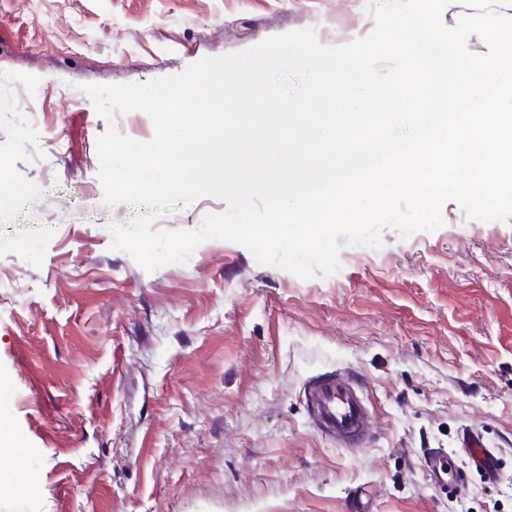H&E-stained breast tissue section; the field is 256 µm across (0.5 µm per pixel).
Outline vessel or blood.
<instances>
[{"label":"vessel or blood","instance_id":"vessel-or-blood-1","mask_svg":"<svg viewBox=\"0 0 512 512\" xmlns=\"http://www.w3.org/2000/svg\"><path fill=\"white\" fill-rule=\"evenodd\" d=\"M303 396L313 428L321 437L341 448L368 447L376 436V423L359 378L351 371L337 369L309 377ZM461 450L479 467L488 482H496V459L484 447L474 430L464 431Z\"/></svg>","mask_w":512,"mask_h":512}]
</instances>
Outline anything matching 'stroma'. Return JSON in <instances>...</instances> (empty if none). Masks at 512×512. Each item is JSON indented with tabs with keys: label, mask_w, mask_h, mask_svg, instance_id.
I'll list each match as a JSON object with an SVG mask.
<instances>
[{
	"label": "stroma",
	"mask_w": 512,
	"mask_h": 512,
	"mask_svg": "<svg viewBox=\"0 0 512 512\" xmlns=\"http://www.w3.org/2000/svg\"><path fill=\"white\" fill-rule=\"evenodd\" d=\"M369 0H0V178L27 196L0 209V512H512V220L470 219L302 280L212 239L147 272L112 249L97 139L149 141L152 119L100 116L87 84L146 83L265 38L314 30L340 47L375 28ZM226 203L169 208L191 231ZM356 372L378 430L336 447L312 428L311 375ZM475 429L497 458L487 483L456 449ZM453 453L455 490L423 456Z\"/></svg>",
	"instance_id": "obj_1"
}]
</instances>
